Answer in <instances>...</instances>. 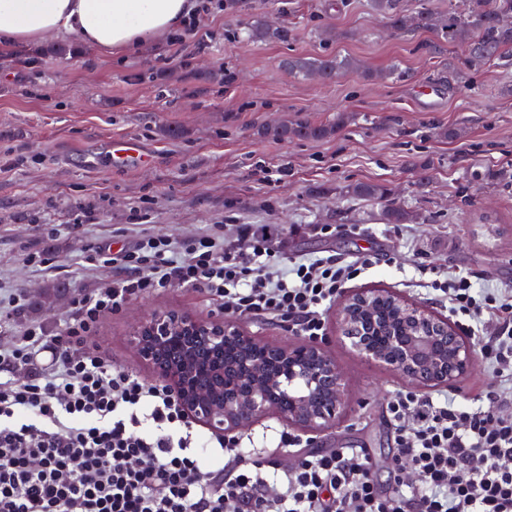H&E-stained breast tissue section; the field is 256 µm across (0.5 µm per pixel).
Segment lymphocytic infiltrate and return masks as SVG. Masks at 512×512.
I'll list each match as a JSON object with an SVG mask.
<instances>
[{"label":"lymphocytic infiltrate","mask_w":512,"mask_h":512,"mask_svg":"<svg viewBox=\"0 0 512 512\" xmlns=\"http://www.w3.org/2000/svg\"><path fill=\"white\" fill-rule=\"evenodd\" d=\"M86 268L112 266L111 283L75 295L62 333L29 324L0 347V512H512V289L475 290L468 277L438 269L433 291L448 312L496 321L481 359L495 383L487 405L434 404L402 390L387 405L394 426L392 482L402 468L418 476L416 492L383 494L368 456L356 448L309 450L302 435L279 434L298 449L285 488L269 494L263 466L242 438L197 441L164 384L112 368L85 339L104 314L174 286L200 288L230 317H270L317 340L344 285L371 263L286 257L267 225L242 224L234 240L223 225L176 241L151 236L132 248L97 246ZM47 352L49 368L15 382L16 369ZM225 463L201 464L209 449ZM41 467H31V458Z\"/></svg>","instance_id":"obj_1"}]
</instances>
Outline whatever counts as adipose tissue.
<instances>
[{
    "label": "adipose tissue",
    "instance_id": "adipose-tissue-1",
    "mask_svg": "<svg viewBox=\"0 0 512 512\" xmlns=\"http://www.w3.org/2000/svg\"><path fill=\"white\" fill-rule=\"evenodd\" d=\"M195 7V0H0V46L75 33L99 51L119 52L177 31Z\"/></svg>",
    "mask_w": 512,
    "mask_h": 512
}]
</instances>
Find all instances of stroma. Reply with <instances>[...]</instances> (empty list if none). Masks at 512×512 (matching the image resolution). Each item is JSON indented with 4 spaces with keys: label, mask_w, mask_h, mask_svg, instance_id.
Wrapping results in <instances>:
<instances>
[{
    "label": "stroma",
    "mask_w": 512,
    "mask_h": 512,
    "mask_svg": "<svg viewBox=\"0 0 512 512\" xmlns=\"http://www.w3.org/2000/svg\"><path fill=\"white\" fill-rule=\"evenodd\" d=\"M288 28L286 40L255 42V21ZM202 45L175 53L160 39L106 55L69 34L74 58L50 55L49 41L0 48V290H20L26 306L14 329L36 322L60 333L70 299L112 279L85 268L99 245L134 246L147 235L184 240L237 224L278 229L289 256L355 258L372 267L348 292L385 288L437 314L447 302L430 289L431 268L470 278L478 288L512 287V54L467 70L456 48L430 31L396 35L370 0H224L198 20ZM336 32L324 41L321 32ZM289 55L349 58L356 70L323 83L289 74ZM351 122L325 140L277 141L256 130L282 118ZM462 130L441 138L440 130ZM138 143L148 161L136 169L88 170L108 139ZM431 165L419 186L412 165ZM277 179L264 181L262 168ZM356 181L388 183L417 214L387 224L383 206L349 196ZM328 233H321V226ZM41 252L54 272L26 261ZM340 303L327 310V355L345 376L346 411L316 437V449L360 448L381 487L392 467L387 404L412 389L404 376L353 349L338 331ZM154 311L201 319L223 316L197 288L173 287L105 315L87 344L116 369L153 380L129 343ZM493 378L483 363L452 386L480 406ZM285 421L269 413L246 431L271 471H287L296 453L277 445Z\"/></svg>",
    "instance_id": "stroma-1"
}]
</instances>
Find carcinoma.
Returning <instances> with one entry per match:
<instances>
[{"label": "carcinoma", "instance_id": "cac0c4a2", "mask_svg": "<svg viewBox=\"0 0 512 512\" xmlns=\"http://www.w3.org/2000/svg\"><path fill=\"white\" fill-rule=\"evenodd\" d=\"M371 2L373 10L388 21L393 32L407 34L432 30L442 40L458 47L462 63L470 69L512 52V0H468L464 9L450 11L439 18L424 10H402L397 0ZM287 37L288 28L284 25L261 23L250 28V38L259 42L282 41ZM282 66L295 76H316L323 81H332L342 71L355 68L357 64L333 57L311 61L301 56H289L283 60ZM350 119L347 113L339 112L336 120L329 124L286 120L263 125L257 134L262 138L284 141L320 140L332 136ZM347 193L359 199L385 202L382 217L386 224H408L414 219L413 212L396 200L392 188L385 183L356 182L348 186Z\"/></svg>", "mask_w": 512, "mask_h": 512}]
</instances>
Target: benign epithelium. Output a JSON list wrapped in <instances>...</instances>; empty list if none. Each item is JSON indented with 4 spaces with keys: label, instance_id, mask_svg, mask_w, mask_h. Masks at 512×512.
I'll use <instances>...</instances> for the list:
<instances>
[{
    "label": "benign epithelium",
    "instance_id": "obj_1",
    "mask_svg": "<svg viewBox=\"0 0 512 512\" xmlns=\"http://www.w3.org/2000/svg\"><path fill=\"white\" fill-rule=\"evenodd\" d=\"M381 300L393 304L402 325L378 334L374 325L360 324L356 310ZM339 321L361 354L419 386L454 384L475 364V345L454 324L385 289L352 294ZM132 345L177 394L184 415L213 433L244 432L271 411L319 433L344 408L343 375L320 343H272L243 332L230 318L166 312L141 322ZM231 374L242 382L224 385Z\"/></svg>",
    "mask_w": 512,
    "mask_h": 512
}]
</instances>
